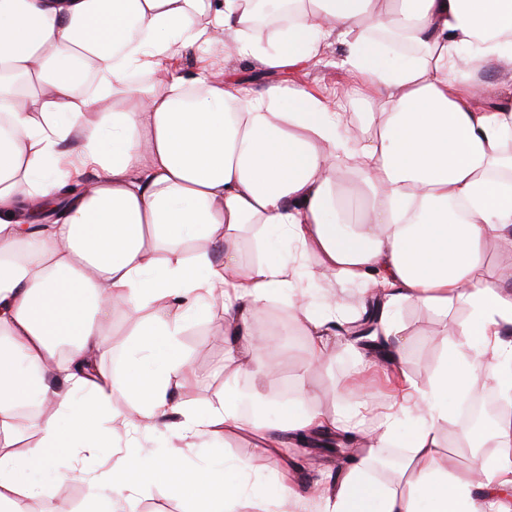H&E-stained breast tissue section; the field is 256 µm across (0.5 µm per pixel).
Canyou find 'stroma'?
Returning <instances> with one entry per match:
<instances>
[{
	"label": "stroma",
	"mask_w": 512,
	"mask_h": 512,
	"mask_svg": "<svg viewBox=\"0 0 512 512\" xmlns=\"http://www.w3.org/2000/svg\"><path fill=\"white\" fill-rule=\"evenodd\" d=\"M343 49L338 43L325 47L320 61L298 70H286L269 75L250 68L246 63L225 60L223 53H212L209 63L213 70H229L255 88L268 83L301 85L323 95L331 96L351 82V75L340 64ZM221 307H213L209 315L187 325L180 337L183 357L193 367L195 380L183 385L172 380L171 388L177 399L185 402L194 399L222 401L230 391L249 393L253 390L250 377L238 373L235 365L224 362V347L214 341L219 333L218 318ZM153 311H144L142 316L130 314L124 306H117L112 313L108 338L111 347L102 366L111 373L133 371L124 351L135 340L141 320L153 318ZM395 323L402 328L404 345L400 351V366L412 381L421 387L432 381L436 367L446 343V319L425 308L405 303L393 313ZM254 332L273 340V355L280 358L277 378L268 381L260 397L261 412L264 416H275L283 398L282 385L296 387L306 382L315 395L314 402L324 411H350L361 399L360 394L338 397L334 394L336 385L351 378H363L372 394L389 389L392 373L386 360V348H365L362 354L350 352L344 336L334 338L329 362L320 368L313 367L307 350V338L302 329L291 320L284 310L281 299H274L266 306L264 314L252 324ZM187 463L197 469L207 470L222 467L240 459L250 460L252 470L249 480L253 483L276 478L285 466H293L300 480L306 486L317 485L321 478L335 472L345 460L344 455L326 452L319 444L307 446L289 444L286 455L266 453L255 448L247 437L201 438L187 448ZM38 483L44 495L53 497L60 512H87L89 491L82 481L65 484L56 482L54 477L43 475Z\"/></svg>",
	"instance_id": "35a3bbf8"
}]
</instances>
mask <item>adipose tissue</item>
Here are the masks:
<instances>
[{
    "mask_svg": "<svg viewBox=\"0 0 512 512\" xmlns=\"http://www.w3.org/2000/svg\"><path fill=\"white\" fill-rule=\"evenodd\" d=\"M332 39L366 105L357 139L340 96L170 73L189 44L274 73ZM394 42L407 49L397 62L368 59ZM482 62L512 71V0H0V512H25L60 448L72 451L66 479L89 482L90 512L103 500L121 512L160 480L193 512H237L240 486L189 468L180 444L158 458L136 446L169 416L180 443L247 435L270 451L304 431L356 438L320 492L326 512H512V372L498 361L512 261L487 259L493 244L512 254V97L480 105ZM253 225L270 252L247 263L239 234ZM302 279L469 316L453 323L431 386L405 381L379 410L328 415L303 388L272 421L243 413L238 394L173 403L171 378H194L178 338L214 304L225 358L255 382L275 365L250 322L278 296L324 363L344 306L298 289ZM117 305L158 315L128 350L132 374L101 367ZM481 374L499 398L484 430L498 455L452 472L448 402H466ZM117 393L138 415L121 422L117 462L87 475ZM405 409L417 416L409 453L394 480L373 479ZM248 498L253 512H288L300 495L281 476Z\"/></svg>",
    "mask_w": 512,
    "mask_h": 512,
    "instance_id": "1",
    "label": "adipose tissue"
}]
</instances>
